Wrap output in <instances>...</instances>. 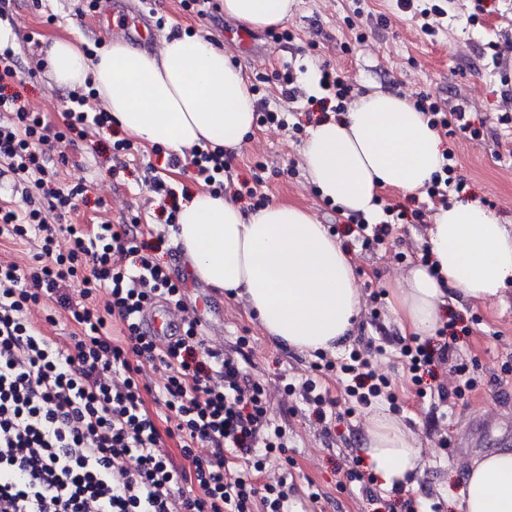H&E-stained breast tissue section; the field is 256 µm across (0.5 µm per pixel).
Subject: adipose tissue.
I'll return each mask as SVG.
<instances>
[{
    "label": "adipose tissue",
    "instance_id": "adipose-tissue-1",
    "mask_svg": "<svg viewBox=\"0 0 512 512\" xmlns=\"http://www.w3.org/2000/svg\"><path fill=\"white\" fill-rule=\"evenodd\" d=\"M295 0H221L225 17L248 29L282 24ZM56 87L92 85L115 126L144 146L181 157L200 145L238 151L255 128L256 98L242 73L209 38L181 33L151 54L125 41L90 54L79 36L50 38ZM320 196L368 223L381 192L412 195L444 162V147L407 97L360 96L339 119L308 131L302 148ZM173 235L192 282L232 291L274 344L333 352L350 340L362 296L346 249L305 208L287 200L248 211L200 187L180 202ZM426 262L403 274L391 300L405 335L434 337L448 305L500 300L512 283V227L471 199L438 208ZM360 455L382 488L412 485L422 457L415 436L378 411ZM460 512H512V448L476 459L459 491Z\"/></svg>",
    "mask_w": 512,
    "mask_h": 512
}]
</instances>
